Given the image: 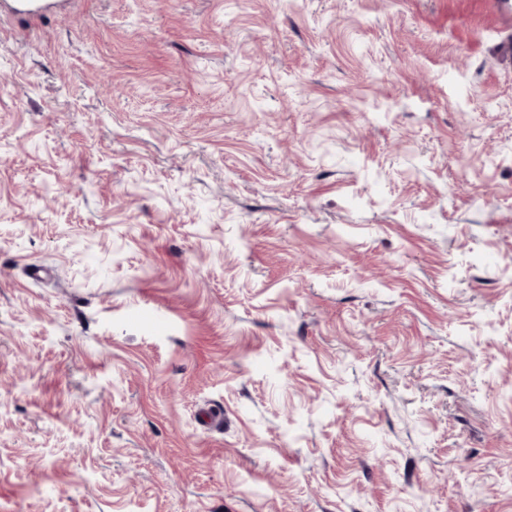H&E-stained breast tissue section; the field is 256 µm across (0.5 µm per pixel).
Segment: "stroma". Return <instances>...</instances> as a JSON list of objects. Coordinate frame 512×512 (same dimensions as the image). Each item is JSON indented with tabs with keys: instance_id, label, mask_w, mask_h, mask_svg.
Here are the masks:
<instances>
[{
	"instance_id": "35a3bbf8",
	"label": "stroma",
	"mask_w": 512,
	"mask_h": 512,
	"mask_svg": "<svg viewBox=\"0 0 512 512\" xmlns=\"http://www.w3.org/2000/svg\"><path fill=\"white\" fill-rule=\"evenodd\" d=\"M0 12V512H512V68L483 0Z\"/></svg>"
}]
</instances>
